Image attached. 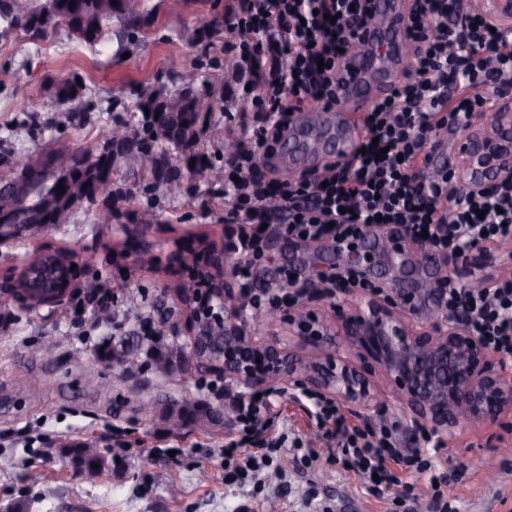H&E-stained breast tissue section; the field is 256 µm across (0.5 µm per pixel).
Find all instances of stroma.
<instances>
[{"label":"stroma","mask_w":512,"mask_h":512,"mask_svg":"<svg viewBox=\"0 0 512 512\" xmlns=\"http://www.w3.org/2000/svg\"><path fill=\"white\" fill-rule=\"evenodd\" d=\"M149 13L128 58L115 56L112 25L100 40L86 45L71 39L64 26L31 42L20 30L0 33V136L12 133L18 150L36 155L51 140L77 149L96 145L112 124V102L134 111L142 88L171 85L190 67L208 69L238 55L237 39L225 37L220 49L204 50L192 41L197 15H238L242 0H182L171 10L168 0H138ZM277 57L266 54L257 75L225 87L208 116L199 147L216 163L224 161V136L244 138L256 114L247 85L265 84ZM80 77L84 101L92 108L78 123L64 114L47 115L45 98L54 82ZM53 118L51 134L31 135L34 118ZM122 184L136 190V203L157 205L159 223L138 227L140 253L124 255L125 227L99 224L95 209L78 210L68 224L50 229L53 248H75L95 254L91 266H77L75 281L101 278L114 300L98 304L80 292L35 309L8 301L0 306V512H433L424 477L399 472L396 493L376 494L349 471L341 456L322 455L308 464L304 453L312 443L311 402L287 382L275 383L270 399L279 414L274 420L281 446L279 460L266 476L230 480L224 441L236 436V405L249 388L225 385L197 359L182 326V304L175 291L185 271L169 273V259L178 241L206 232L225 246L232 225L223 223L224 196L202 178L190 182L188 196H166L162 185L138 192L133 176ZM263 258L253 276L255 287L281 279L292 268L330 271L344 266L346 256L329 243L304 241L278 231L267 232ZM369 280L377 286L422 285L421 273L393 262L389 253L373 251ZM167 313L172 322L156 343V355L142 356L138 367L125 371L116 357L123 345L143 344L139 326L145 318ZM57 347L60 359L48 366L37 356L39 345ZM376 399L369 407L342 406L348 423L384 422L401 447L418 445L416 411L394 400L391 388L374 368L367 369ZM183 413L186 428L170 434L166 419ZM124 441L116 449V441ZM437 457L448 476L445 494L456 512H512V415L480 428L465 425L443 435ZM93 443L106 451L102 471L88 479L71 450ZM181 489L170 497V485ZM51 486L53 495L43 493Z\"/></svg>","instance_id":"1"}]
</instances>
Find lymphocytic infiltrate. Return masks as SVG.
Masks as SVG:
<instances>
[{"label": "lymphocytic infiltrate", "mask_w": 512, "mask_h": 512, "mask_svg": "<svg viewBox=\"0 0 512 512\" xmlns=\"http://www.w3.org/2000/svg\"><path fill=\"white\" fill-rule=\"evenodd\" d=\"M370 0H245L231 30L239 38H264L284 52L263 96L254 99L263 123L224 162L226 222L239 227L243 258L233 274L244 288L248 308L291 307L296 280L284 293L253 289V267L263 225L275 224L288 236L347 245L366 228L392 225L434 256H453L485 241L512 242V181L483 193L449 191L447 166L432 167L440 152V133L464 132L471 119L492 111L501 88L512 87V36L492 30L472 0H410L405 34L411 50L391 94L363 116L358 148L344 161L322 165L314 176L288 181L268 177L275 146L293 115L310 104L331 108L341 88L360 30L369 26ZM383 147L374 157L372 145ZM443 308L461 319L502 368H512V275L488 288L473 289L458 279H442ZM270 402L241 403L240 438L224 448L248 446L254 467L278 450ZM328 453L342 456L374 491L389 492L398 479L394 467L434 482L440 498L446 474L436 468L424 447L441 450L443 441L420 437V450L403 454L390 430L364 425L348 428L338 406L316 399L312 415Z\"/></svg>", "instance_id": "lymphocytic-infiltrate-1"}]
</instances>
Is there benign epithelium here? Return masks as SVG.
Instances as JSON below:
<instances>
[{"label":"benign epithelium","mask_w":512,"mask_h":512,"mask_svg":"<svg viewBox=\"0 0 512 512\" xmlns=\"http://www.w3.org/2000/svg\"><path fill=\"white\" fill-rule=\"evenodd\" d=\"M481 8L487 20L512 28V0H481ZM448 173L465 192L512 179V87L503 88L496 109L478 116L457 141ZM511 260L486 245H475L448 260V276L485 279V270ZM73 264L68 257L41 264L26 260L20 269L26 285L18 288L8 281L6 290L25 304L35 299L57 302L72 292ZM206 279L205 292L183 298L185 327L206 366L224 370L225 383L252 388L286 379L351 406L368 407L376 399L369 378L348 358L323 349L330 333L322 325L288 314L301 341L318 352L303 365L290 361L281 349L255 341L248 325L238 321L243 301L234 300L233 289L224 280V253L212 255ZM418 295L433 304L427 329L413 327L403 316L404 311L415 310ZM333 320L357 357L380 368L397 400L416 407V423L427 421L446 429L463 421L479 428L512 414V378L497 373L482 341L443 311L437 283L430 288H396L351 312L336 304Z\"/></svg>","instance_id":"obj_1"}]
</instances>
